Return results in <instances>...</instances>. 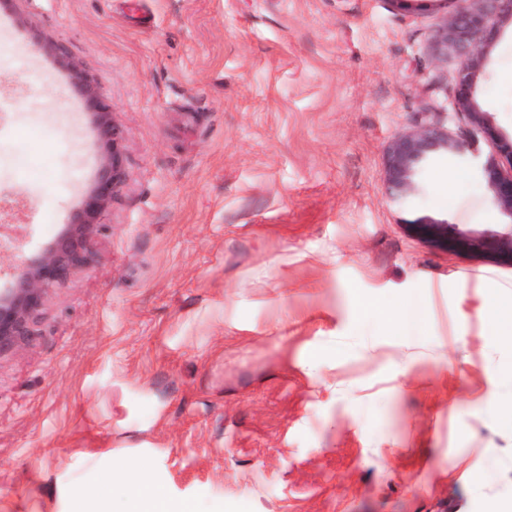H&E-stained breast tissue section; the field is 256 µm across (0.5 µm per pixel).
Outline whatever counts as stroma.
<instances>
[{
  "mask_svg": "<svg viewBox=\"0 0 512 512\" xmlns=\"http://www.w3.org/2000/svg\"><path fill=\"white\" fill-rule=\"evenodd\" d=\"M446 11L0 0V200L17 226L0 289L97 177L93 110L66 60L101 83L121 131L91 265L0 355V512H56L51 486L127 454L193 512L512 500V333L484 322L512 263L477 171L492 156L512 173V23L472 90L488 124L474 134L451 113L456 62L428 53ZM425 111L475 142L396 206L386 149ZM458 233L487 243L442 247Z\"/></svg>",
  "mask_w": 512,
  "mask_h": 512,
  "instance_id": "35a3bbf8",
  "label": "stroma"
}]
</instances>
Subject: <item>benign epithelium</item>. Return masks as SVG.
<instances>
[{
	"instance_id": "benign-epithelium-1",
	"label": "benign epithelium",
	"mask_w": 512,
	"mask_h": 512,
	"mask_svg": "<svg viewBox=\"0 0 512 512\" xmlns=\"http://www.w3.org/2000/svg\"><path fill=\"white\" fill-rule=\"evenodd\" d=\"M447 19L431 37L432 57H452L458 64L454 98L456 114L476 128L485 125V113L475 103L472 90L481 75L489 44L495 32L491 22H512V0H448ZM43 50L66 60V66L81 88L85 101L99 104L100 83L67 59L64 48L46 43ZM101 162L93 187L82 206L75 210L63 232L35 261L17 267L11 287L0 291V353L18 347L31 335L49 290L66 282L78 269L90 265L100 217L105 213L120 174L116 149L120 130L112 122V113L97 112ZM469 143L459 140L440 122L423 119L410 131L397 135L390 143L385 164L386 194L390 201L403 203L417 190V178L424 166L439 154L465 153ZM480 174L489 191V202L507 219L509 232L500 243L512 253V176L503 175L495 160L487 158Z\"/></svg>"
}]
</instances>
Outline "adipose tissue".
I'll list each match as a JSON object with an SVG mask.
<instances>
[{
  "label": "adipose tissue",
  "mask_w": 512,
  "mask_h": 512,
  "mask_svg": "<svg viewBox=\"0 0 512 512\" xmlns=\"http://www.w3.org/2000/svg\"><path fill=\"white\" fill-rule=\"evenodd\" d=\"M109 485L123 487L127 494L126 512H187V504L174 505L158 496L148 467L142 459H126L112 470ZM56 512H112L111 493L80 484L57 486Z\"/></svg>",
  "instance_id": "adipose-tissue-1"
}]
</instances>
